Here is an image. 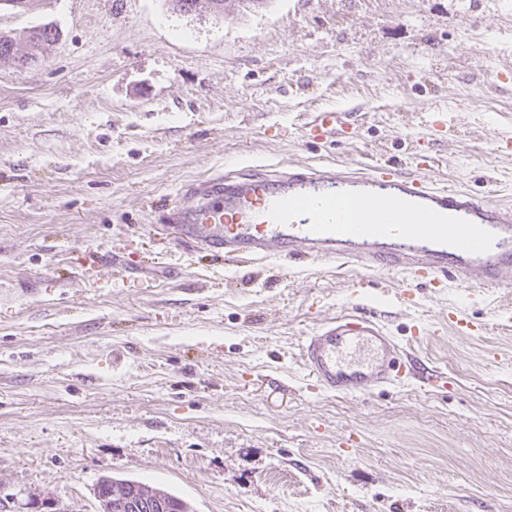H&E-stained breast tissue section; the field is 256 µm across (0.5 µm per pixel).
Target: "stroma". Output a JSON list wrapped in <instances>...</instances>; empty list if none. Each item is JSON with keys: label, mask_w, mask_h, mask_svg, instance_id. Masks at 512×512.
<instances>
[{"label": "stroma", "mask_w": 512, "mask_h": 512, "mask_svg": "<svg viewBox=\"0 0 512 512\" xmlns=\"http://www.w3.org/2000/svg\"><path fill=\"white\" fill-rule=\"evenodd\" d=\"M42 24L60 38L37 66L0 64V485L61 512H98L104 477L193 512H512V289L275 257L256 274L169 221L227 168L417 153L438 158L425 179L512 203V0L0 8L17 42ZM322 110L347 119L314 139ZM356 303L446 386L314 388L299 345Z\"/></svg>", "instance_id": "obj_1"}]
</instances>
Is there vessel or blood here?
Instances as JSON below:
<instances>
[{
  "label": "vessel or blood",
  "mask_w": 512,
  "mask_h": 512,
  "mask_svg": "<svg viewBox=\"0 0 512 512\" xmlns=\"http://www.w3.org/2000/svg\"><path fill=\"white\" fill-rule=\"evenodd\" d=\"M190 194L191 204L172 214L178 234L232 262L301 254L439 286L512 288V207L417 174L282 163L264 174L225 172L192 184ZM301 357L315 384L339 395L439 381L403 359L395 338L357 308L306 336Z\"/></svg>",
  "instance_id": "obj_1"
}]
</instances>
